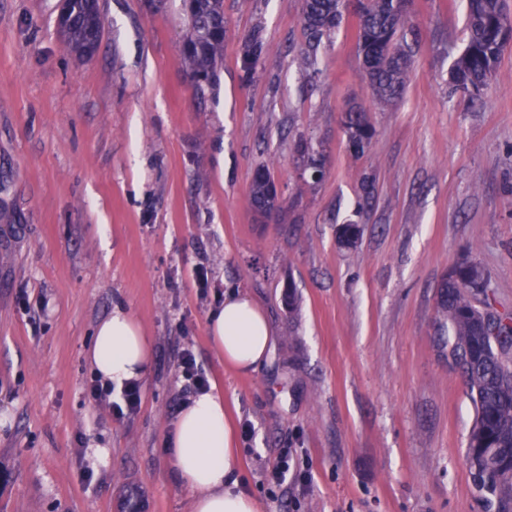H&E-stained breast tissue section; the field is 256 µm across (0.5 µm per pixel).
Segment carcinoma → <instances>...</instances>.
<instances>
[{
  "label": "carcinoma",
  "instance_id": "cac0c4a2",
  "mask_svg": "<svg viewBox=\"0 0 512 512\" xmlns=\"http://www.w3.org/2000/svg\"><path fill=\"white\" fill-rule=\"evenodd\" d=\"M66 23L58 26L67 52L77 60H89L98 51L103 31L99 0H64ZM468 39L453 59L449 84L454 92L476 94L488 82L502 53L512 44V7L508 0H465ZM190 35L182 46L183 63L197 94H204L224 58V0H193L187 8ZM344 18L340 0H304L302 23L307 47L300 65L318 73V52ZM357 18V51L362 68L377 99L396 103L403 95L410 72L411 47L405 30L407 19L401 0H367ZM263 50L259 31L243 45L250 59L246 77L254 73ZM343 129L350 152L365 154L374 128L364 109L345 110ZM275 181L266 169L255 171L252 203L264 198ZM484 268L465 258L443 283L441 307L453 331V352L465 365L475 420L468 441L467 463L481 489L507 503L512 501V364L506 358L512 348V315L497 311L488 290ZM483 296L484 308L471 297Z\"/></svg>",
  "mask_w": 512,
  "mask_h": 512
}]
</instances>
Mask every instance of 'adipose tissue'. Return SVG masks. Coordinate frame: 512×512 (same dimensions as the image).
Here are the masks:
<instances>
[{
	"mask_svg": "<svg viewBox=\"0 0 512 512\" xmlns=\"http://www.w3.org/2000/svg\"><path fill=\"white\" fill-rule=\"evenodd\" d=\"M206 332L225 364L242 374L254 372L271 351L270 323L245 295L225 297L209 313ZM87 361L96 377L120 388L147 376L152 345L133 317L116 308L97 324ZM168 446L176 477L192 493L193 512H259L256 499L239 487L234 437L220 395L210 390L184 404Z\"/></svg>",
	"mask_w": 512,
	"mask_h": 512,
	"instance_id": "ef3b65f1",
	"label": "adipose tissue"
}]
</instances>
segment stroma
<instances>
[{
  "label": "stroma",
  "instance_id": "1",
  "mask_svg": "<svg viewBox=\"0 0 512 512\" xmlns=\"http://www.w3.org/2000/svg\"><path fill=\"white\" fill-rule=\"evenodd\" d=\"M59 8L0 0V512H123L134 491L141 512H192L166 446L190 398L187 348L224 398L262 512H498L466 462L475 408L439 294L466 256L512 312V46L478 96L449 99L463 5L413 0L409 81L384 105L360 73L355 17L313 80L302 0H224V61L200 96L183 0H100L101 45L81 64ZM351 104L374 128L360 158L342 132ZM303 142L322 149V179L303 175ZM260 166L284 199L269 223L251 206ZM230 290L273 328L246 375L206 335ZM118 306L153 348L141 408L120 420L92 399L86 360ZM287 449L308 480L267 483Z\"/></svg>",
  "mask_w": 512,
  "mask_h": 512
}]
</instances>
